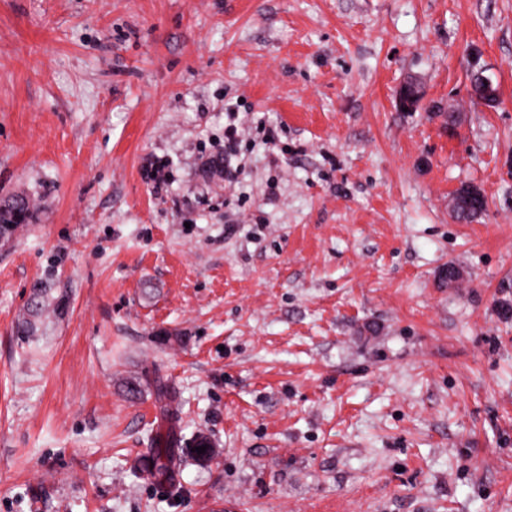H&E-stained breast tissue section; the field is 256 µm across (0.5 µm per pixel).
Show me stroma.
Here are the masks:
<instances>
[{
  "mask_svg": "<svg viewBox=\"0 0 512 512\" xmlns=\"http://www.w3.org/2000/svg\"><path fill=\"white\" fill-rule=\"evenodd\" d=\"M14 195L0 512H512V0H0ZM228 117V123H224V158L222 156L215 158L212 162L220 167L224 160V180L229 182L236 178L238 166H232V160L237 158L240 138L243 136L244 129L240 123H236V110L232 106L224 108ZM469 186L471 185L461 186L460 189L456 191V205L451 211L453 217L460 223L472 222L486 209V202L485 204L479 203L477 200L471 199L463 193L465 192V188Z\"/></svg>",
  "mask_w": 512,
  "mask_h": 512,
  "instance_id": "1",
  "label": "stroma"
}]
</instances>
